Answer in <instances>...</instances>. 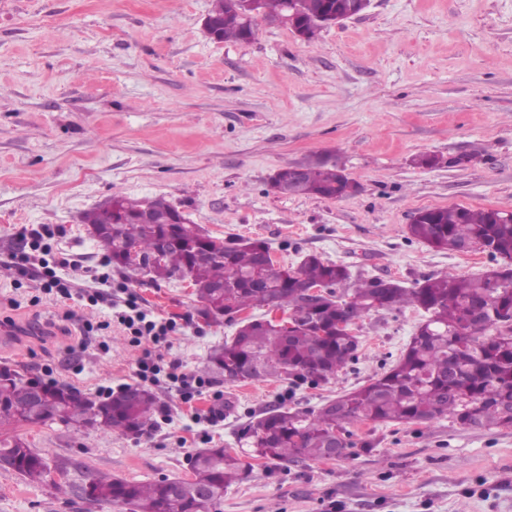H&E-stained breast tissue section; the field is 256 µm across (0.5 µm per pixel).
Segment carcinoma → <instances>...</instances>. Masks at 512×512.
<instances>
[{
    "mask_svg": "<svg viewBox=\"0 0 512 512\" xmlns=\"http://www.w3.org/2000/svg\"><path fill=\"white\" fill-rule=\"evenodd\" d=\"M296 9V18L314 38L321 15L346 10L349 0H261L263 13L279 17ZM210 18L220 25V39L240 44L255 36V23L241 17L232 0H213ZM272 189L283 195L342 199L351 194L349 180L336 165L316 162L298 175L291 165L277 171ZM150 209L153 220L138 219ZM179 210L162 197L112 196V202L86 211L82 223L109 253L117 271L130 280L146 277L153 284L186 275L197 298V313L212 321L225 311L282 307L300 322L282 330L258 319L243 321L234 336L210 353L205 369L226 383L290 376L329 381L358 358L355 325L371 311L412 306L427 314L394 365L368 383L329 401L316 412H266L245 432L253 452L279 463L321 460L332 436L344 450L353 447L346 425L367 421L421 423L449 417L464 428L512 426V325L481 326L457 335L462 323L494 306L512 314V276L490 270L472 276H430L414 288L392 280L360 281L349 299L337 295L350 273L340 264L310 254L296 268L273 262L262 240L226 242L195 224H173ZM413 238L437 250H459L463 244L490 256L512 260V219L493 220L489 209L464 206L420 210L408 225ZM323 284L330 291L310 301L303 291ZM48 395L33 414L27 402L28 377L9 363L0 364V454L18 459L15 472L33 484H51L38 469L45 457L30 448L15 428L26 422H57L73 432L86 428L94 401L66 384L46 387ZM158 397L144 388L130 397L121 390L100 407L97 429L140 434L154 424ZM193 484L209 504L224 491L247 480L251 464L223 448H206L193 456ZM91 504L132 506V512H201L194 496L177 494L175 482H135L90 474Z\"/></svg>",
    "mask_w": 512,
    "mask_h": 512,
    "instance_id": "carcinoma-1",
    "label": "carcinoma"
}]
</instances>
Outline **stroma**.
<instances>
[{"mask_svg": "<svg viewBox=\"0 0 512 512\" xmlns=\"http://www.w3.org/2000/svg\"><path fill=\"white\" fill-rule=\"evenodd\" d=\"M211 5L0 0V323L48 329L0 348V362L38 378L53 368L56 382L93 397L136 384L142 350L123 330L80 334V318H112L108 305L59 303L5 266L23 229L50 226L53 250L73 259L59 277L93 285L107 253L80 219L114 194L165 198L213 236L265 241L277 264L315 254L355 280L411 288L493 268L487 254L431 248L407 226L427 208L512 211V0H371L312 43L262 21L250 43L212 41L202 28ZM421 155L440 162L417 165ZM316 157L343 165L359 191H272L279 169ZM135 289L147 310L177 319L152 352L187 381L203 379L201 395L185 402L181 384L160 375L155 422L140 435L23 429L66 483L53 492L0 468V512H129L89 504L73 486L87 471L189 477L193 453L239 452L264 412L317 409L387 371L423 319L414 307L371 312L354 328L358 360L325 383H224L205 364L234 325L200 319L189 283ZM68 309L76 319H64ZM349 431L347 457L253 460L216 512H512V427L445 417Z\"/></svg>", "mask_w": 512, "mask_h": 512, "instance_id": "1", "label": "stroma"}]
</instances>
